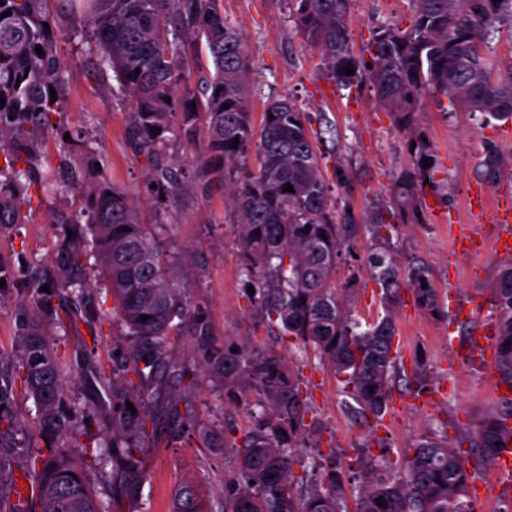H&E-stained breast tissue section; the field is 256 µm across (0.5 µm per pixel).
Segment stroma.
Returning a JSON list of instances; mask_svg holds the SVG:
<instances>
[{
  "label": "stroma",
  "mask_w": 512,
  "mask_h": 512,
  "mask_svg": "<svg viewBox=\"0 0 512 512\" xmlns=\"http://www.w3.org/2000/svg\"><path fill=\"white\" fill-rule=\"evenodd\" d=\"M220 7L250 56L247 86L253 120L261 121L271 99L290 98L320 125L322 171L334 189L337 214L348 212L361 221L377 207L388 205L395 180L410 164L394 115L380 108L367 85H342L332 79L318 49L290 18L286 0H221ZM46 9L57 22V46L67 63L61 128L85 132L93 148L107 159L112 180L137 202L143 222L165 225L160 242L181 263L191 285L189 295L207 307L218 340L278 347V337L254 315L246 298L237 217L224 186L192 182L164 200L149 197L144 184L148 160L129 145L128 108L112 72L97 69L87 56L88 32L82 15L67 10L62 0H48ZM412 13V0H350L346 27L352 56L369 59L375 33L389 25L407 26ZM415 121L437 151L442 171L436 185L421 191L422 197L433 200L425 208L423 223L397 225L391 232V248L400 262L426 265L444 303L440 315H429L405 289L396 315L404 359L412 360L418 352L426 357L433 400L422 402L399 383L382 418L355 416L352 400L333 369L320 364L313 352L291 350L288 359L302 379L310 407L306 422L312 428L309 447L297 450L292 466L293 491L299 497L322 480L326 461L354 464L365 454L376 453L372 444L376 438L389 443L395 454L421 437L456 444L499 403L494 395L500 380L495 359L467 365L458 362L457 353L467 347L478 326L492 322L491 287L503 257L489 246L477 256L462 251L436 216L452 215L458 223L471 225L477 236L491 233L497 205L512 206V178L503 177L497 188L489 190L484 211L470 210L468 193L479 182L477 165L484 140L494 141L504 154L512 153V122L487 128L480 116L451 110L448 102L433 98L425 99ZM84 202L83 195L74 191L50 196L28 224L0 235V260H16L21 251L32 260H53L59 228L52 222V212L71 213ZM368 238V233H360L351 247L352 258L336 276L341 289L348 275H355L357 287L350 300L365 320L382 311L379 288L364 256ZM451 296L469 307V315L447 307ZM88 336L84 328L77 332L61 328L55 336L71 375L79 379L64 399L65 411L76 416L86 414L89 385L84 378L91 365L107 364L113 347L123 339L121 327L109 320L103 321L97 343H88ZM192 404L201 423L232 426L237 436L253 424V403L229 402L217 385L196 386ZM147 446V480L116 487L90 473L95 489L109 500L111 512H170L178 487L186 481L199 487L211 512H224V484L237 469L235 449L216 453L197 438H177L165 431L150 435Z\"/></svg>",
  "instance_id": "35a3bbf8"
}]
</instances>
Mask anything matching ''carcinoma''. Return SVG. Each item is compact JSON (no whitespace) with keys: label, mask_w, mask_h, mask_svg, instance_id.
<instances>
[{"label":"carcinoma","mask_w":512,"mask_h":512,"mask_svg":"<svg viewBox=\"0 0 512 512\" xmlns=\"http://www.w3.org/2000/svg\"><path fill=\"white\" fill-rule=\"evenodd\" d=\"M45 2L0 0V98L5 100L0 105V234L26 223L24 210L50 194L75 190L84 195L85 206L54 216L60 239L52 265L30 261L23 252L16 266L0 261V279L6 281L0 307L16 302L18 336L15 354H0V512H110L90 484L84 458L116 486L133 477L147 479L144 442L160 406L171 419L172 433L198 432L207 447H226L224 430L198 428L190 401L171 399L197 359L202 374L223 381L228 400H246L250 387L264 398L253 430L232 444L238 466L224 512H474L470 484L475 471L494 462L502 439L512 435L504 428L512 419V398L454 447L421 438L393 458L387 444L378 442L380 454L360 463L352 510L342 497L343 470L334 462L319 489L305 498L294 495L291 458L310 429L302 380L286 356L247 343H216L207 309L190 303L176 258L160 244L163 225L142 223L136 203L109 178L106 159L90 156L100 167L89 183L84 167L67 157L55 169H42L40 147L53 133L65 135L56 116L62 111L66 62L54 44V18L44 12ZM66 2L84 16L94 64L112 71L126 100L131 142L149 162L146 185L170 194L182 190L188 170L169 163L166 150L177 136L190 135L205 115L206 143L191 169L205 186L215 181L227 186L245 258L241 274L255 290L249 296L253 311L279 338L290 337L300 350L313 348L344 383V392L358 405L354 412L384 414L400 359L394 339L401 286L410 287L419 308L439 313L426 270L412 267L401 277L389 250L393 219L406 211L419 213L418 190L435 183L440 172L438 156L412 118L425 96L440 94L454 109L481 113L487 126L512 121V77L494 80L498 63L486 45L512 0H413L406 27L376 33L369 66L348 48L349 0H288L296 28L317 46L332 78L342 84L354 78L368 82L379 106L398 116L406 133L411 166L395 182L393 207L365 225L366 260L381 288L383 308L366 324L336 288L339 262L358 227L337 223L312 118L284 96L269 103L255 128L244 85L251 63L238 31L224 20L220 0ZM187 36L205 41L213 68L195 82L188 64L194 47L184 41ZM349 68L354 74H346ZM426 161L431 166H424ZM507 171L512 173V157L487 142L478 164L481 180L495 187ZM289 184L292 193L284 191ZM45 284L48 293L41 291ZM101 287L114 301L124 346L112 356L111 372L103 367L91 372L104 389L101 404L112 413L111 433L92 434L60 409L74 378L53 336L62 324L58 310L67 302L76 308L69 327L96 330L106 312L91 293ZM493 296L496 362L502 383L512 391V261L499 266ZM143 315L149 319L141 320ZM178 333L192 342L191 354L182 360L168 349L169 337ZM404 381L416 396L429 390L423 357L414 358ZM18 387L34 400L42 436L82 449L83 457L59 447L19 444ZM128 401L134 409H128ZM17 472L35 479L36 496L23 502L4 497L3 481H9L12 494L20 487ZM172 512H204L194 486L179 488Z\"/></svg>","instance_id":"carcinoma-1"}]
</instances>
